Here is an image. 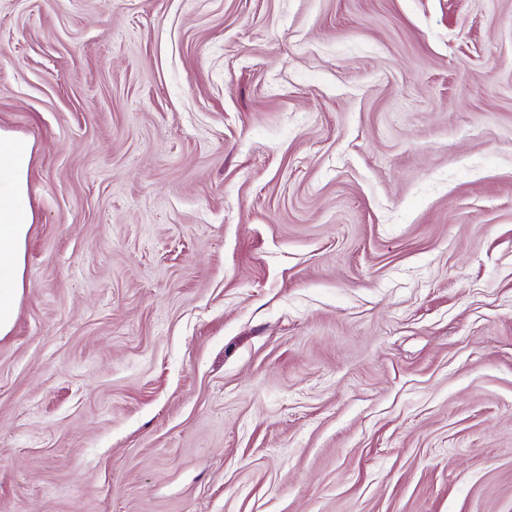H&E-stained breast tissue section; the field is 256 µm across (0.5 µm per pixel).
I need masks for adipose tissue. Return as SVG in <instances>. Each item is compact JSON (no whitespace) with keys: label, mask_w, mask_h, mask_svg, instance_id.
<instances>
[{"label":"adipose tissue","mask_w":512,"mask_h":512,"mask_svg":"<svg viewBox=\"0 0 512 512\" xmlns=\"http://www.w3.org/2000/svg\"><path fill=\"white\" fill-rule=\"evenodd\" d=\"M30 149L0 131V337L13 327L23 289L25 247L31 227L26 197Z\"/></svg>","instance_id":"1"}]
</instances>
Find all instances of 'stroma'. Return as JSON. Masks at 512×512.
<instances>
[{"label": "stroma", "mask_w": 512, "mask_h": 512, "mask_svg": "<svg viewBox=\"0 0 512 512\" xmlns=\"http://www.w3.org/2000/svg\"><path fill=\"white\" fill-rule=\"evenodd\" d=\"M0 130V512H512V0H0ZM30 149L0 130V338L13 327L31 227L26 197Z\"/></svg>", "instance_id": "35a3bbf8"}]
</instances>
